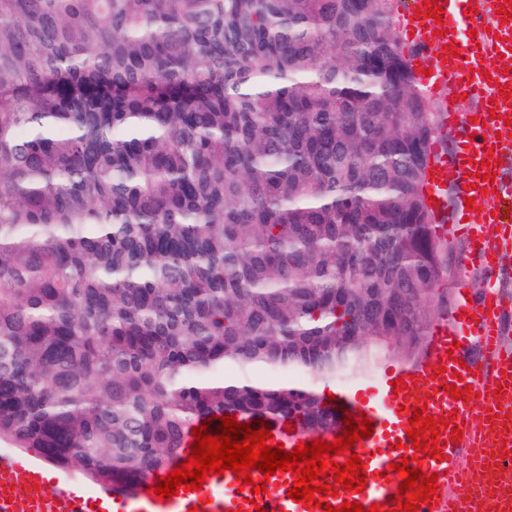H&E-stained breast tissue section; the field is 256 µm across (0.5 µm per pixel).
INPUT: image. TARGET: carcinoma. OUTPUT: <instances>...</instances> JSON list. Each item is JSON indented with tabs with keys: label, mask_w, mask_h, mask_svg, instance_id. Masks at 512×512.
<instances>
[{
	"label": "carcinoma",
	"mask_w": 512,
	"mask_h": 512,
	"mask_svg": "<svg viewBox=\"0 0 512 512\" xmlns=\"http://www.w3.org/2000/svg\"><path fill=\"white\" fill-rule=\"evenodd\" d=\"M395 0H0V442L135 490L191 425L448 315L437 113Z\"/></svg>",
	"instance_id": "1"
}]
</instances>
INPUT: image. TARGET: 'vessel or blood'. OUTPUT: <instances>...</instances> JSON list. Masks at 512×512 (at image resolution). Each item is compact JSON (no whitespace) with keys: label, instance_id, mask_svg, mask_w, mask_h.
Instances as JSON below:
<instances>
[{"label":"vessel or blood","instance_id":"obj_1","mask_svg":"<svg viewBox=\"0 0 512 512\" xmlns=\"http://www.w3.org/2000/svg\"><path fill=\"white\" fill-rule=\"evenodd\" d=\"M504 0H447L442 22L423 16L424 0H409L401 22L411 64L418 83L438 104L440 126L457 133V149L447 155L435 148L427 171L426 191L439 223L454 219L457 232L467 241L465 266L481 268L487 275L484 288L467 295L464 282H457L456 309L451 319L439 320L430 330L426 353L418 364L393 367L374 385L336 391L341 415H366L374 424L370 438L352 445L365 465L364 492L317 494V506L293 501L287 496L291 472L270 476L266 492L253 494L239 488L233 472L207 476L198 491L179 492L158 499L155 489L168 469L149 475L135 493L104 490L91 492L79 481L62 482L46 466L21 454H0V512H236L249 498L266 512H322L323 504L340 506L360 502L363 507L380 504L392 512L401 475L390 463L413 456L406 429L413 408L427 406L432 417L452 415L443 427L438 446L441 458L424 459L422 471L436 474L438 489L433 506L419 512H512V349L503 341L504 322L512 315V298L497 284L503 261L502 245L512 241V182L504 176L512 160V98H501L500 88L512 86V74L496 66L499 55L512 50V20L503 21L498 9ZM475 8L474 16L463 12L464 4ZM473 28L477 37L460 36L459 28ZM474 103L473 112L460 108L461 100ZM496 159L494 185L479 179L481 164ZM468 190L474 211L458 203L448 215L449 187ZM461 371L464 384L473 389L468 399L446 394L454 371ZM405 380L402 392L392 390L394 380ZM504 396H496L498 385ZM497 408L495 422H488L490 408ZM463 438L450 439L453 428ZM274 443L293 451L297 443H313L310 433L272 428Z\"/></svg>","mask_w":512,"mask_h":512}]
</instances>
